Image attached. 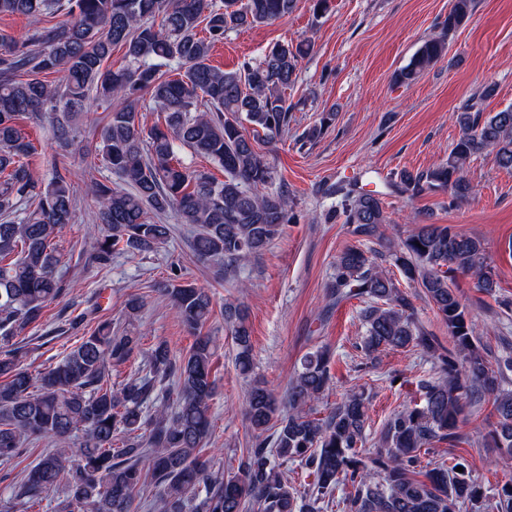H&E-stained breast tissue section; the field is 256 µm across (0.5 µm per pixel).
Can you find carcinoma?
<instances>
[{"label":"carcinoma","mask_w":512,"mask_h":512,"mask_svg":"<svg viewBox=\"0 0 512 512\" xmlns=\"http://www.w3.org/2000/svg\"><path fill=\"white\" fill-rule=\"evenodd\" d=\"M472 5L453 0L440 34L424 41L395 81L409 85L444 57ZM295 7L296 0H0V16L23 15L30 25L22 41L0 40V463L20 457L31 440L50 438L56 445L14 488L23 504H38L61 486L56 512H133L147 490L160 512H245L248 504L258 512H318L344 485L352 489L348 512H512V480L489 503L464 459L421 470V452L441 441L453 445L466 405L486 394L495 416L488 443L501 460H512V390L503 388L512 355L490 366L470 312L450 285L452 273H467L493 294L494 268L482 239L449 224H424L384 253L351 245L336 258L328 305L367 301L365 353L418 347L439 373L424 385L423 404L394 413L370 452L362 450L365 392L349 393L324 419L310 415L311 403L330 387V351L307 353L279 401L253 376L247 313L230 304L224 322L233 332L236 368L249 380L243 412L254 443L237 471L214 470L202 453L213 432L216 346L199 334L213 300L207 289L175 278L160 292L196 333L185 355L159 342L148 353L150 374L114 388L112 366L125 363L141 337L114 335L112 322L103 321L47 370L33 374L23 366L29 350L18 337L65 289L56 274L54 238L73 223L80 196L96 204L95 222L104 233L95 258L103 265L115 249L145 254L163 245L169 215L192 226L190 247L198 259L226 269L258 257L282 233L291 201L288 190L276 186L258 140L273 143L288 131L293 106L287 93L309 46L278 43L234 71L211 65L209 57L227 33L284 18ZM56 14L68 20L47 25ZM114 46L124 48L126 60L116 70L108 65ZM58 73L59 83H51L48 75ZM145 94L164 120L147 131L136 120ZM91 99L108 104V113L87 168H107L121 184L92 176L79 190L58 169L46 182L35 179L37 148L18 127L19 116L53 115L66 157L76 143L71 116ZM333 116L322 113L304 142L317 141ZM456 122L460 135L448 159L398 173L396 186L412 197L446 189L452 207L474 193L464 175L472 158L489 153L498 167L512 170L511 108L486 114L470 100ZM183 149L221 167L224 180L187 166ZM341 207L353 235L382 241L387 216L378 194L343 191ZM385 255L433 305L453 349L416 322L410 297L378 263ZM171 377L174 397L145 410L157 383ZM275 456L311 471L307 502H299Z\"/></svg>","instance_id":"carcinoma-1"}]
</instances>
